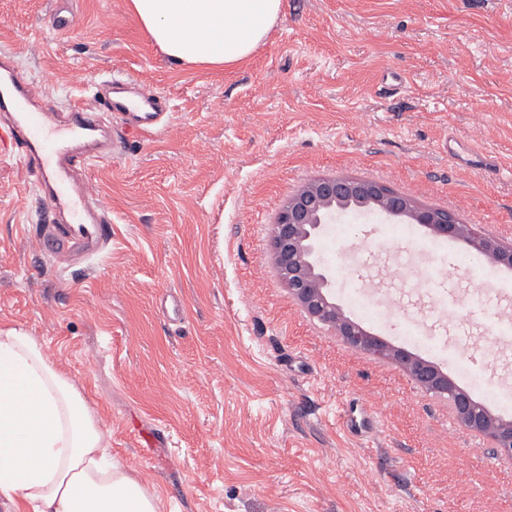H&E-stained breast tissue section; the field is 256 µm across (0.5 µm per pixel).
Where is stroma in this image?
I'll use <instances>...</instances> for the list:
<instances>
[{
    "mask_svg": "<svg viewBox=\"0 0 512 512\" xmlns=\"http://www.w3.org/2000/svg\"><path fill=\"white\" fill-rule=\"evenodd\" d=\"M282 2L266 43L223 67L173 64L128 0H0V51L35 104L95 105L121 71L167 95L173 127L113 122V152L82 172L112 220L88 259L38 253L60 218L0 154V326L86 389L165 512H512V462L310 318L269 255L282 205L333 175L512 244V0ZM427 238L337 214L318 242L336 303L512 420V340L491 345L484 326L512 315V272ZM353 399L379 420L371 437L342 429Z\"/></svg>",
    "mask_w": 512,
    "mask_h": 512,
    "instance_id": "obj_1",
    "label": "stroma"
}]
</instances>
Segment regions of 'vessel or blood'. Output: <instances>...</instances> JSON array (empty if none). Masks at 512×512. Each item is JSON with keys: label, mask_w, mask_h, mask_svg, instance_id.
I'll return each mask as SVG.
<instances>
[{"label": "vessel or blood", "mask_w": 512, "mask_h": 512, "mask_svg": "<svg viewBox=\"0 0 512 512\" xmlns=\"http://www.w3.org/2000/svg\"><path fill=\"white\" fill-rule=\"evenodd\" d=\"M128 82V76L121 73L105 79L108 100L99 112L81 104L70 105L64 112L33 109L29 106L30 83L12 60L0 57V110L15 115L11 124L0 127V144L21 146L25 167L40 174L48 185L51 206L71 217L57 233L40 240V249L49 255L79 241L100 242L112 237L108 207L88 182L73 179L76 169L90 166L103 154L105 143L98 134L106 129L109 117L121 116L129 130L144 135L170 127L164 93L147 89L139 99L127 101L121 91ZM346 425L351 433L362 435L370 432L373 422L366 409L353 405Z\"/></svg>", "instance_id": "b4317fda"}]
</instances>
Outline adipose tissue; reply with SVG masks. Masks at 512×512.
Returning <instances> with one entry per match:
<instances>
[{
	"mask_svg": "<svg viewBox=\"0 0 512 512\" xmlns=\"http://www.w3.org/2000/svg\"><path fill=\"white\" fill-rule=\"evenodd\" d=\"M282 0H130L175 64L251 56ZM0 505L6 512H162L156 491L112 456L85 391L24 328L0 327Z\"/></svg>",
	"mask_w": 512,
	"mask_h": 512,
	"instance_id": "obj_1",
	"label": "adipose tissue"
}]
</instances>
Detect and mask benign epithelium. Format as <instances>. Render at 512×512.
<instances>
[{"label": "benign epithelium", "mask_w": 512, "mask_h": 512, "mask_svg": "<svg viewBox=\"0 0 512 512\" xmlns=\"http://www.w3.org/2000/svg\"><path fill=\"white\" fill-rule=\"evenodd\" d=\"M375 211L391 221L419 224L440 239L460 241L489 263L512 270V246L476 234L451 213L423 207L389 187L348 176L317 178L282 207L270 233V256L288 294L313 319L331 328L350 349L386 359L405 370L427 391L448 399L456 417L490 438L497 452L512 460V422L489 414L446 373L406 349L392 346L345 316L333 300L332 280L316 243L323 224L348 209Z\"/></svg>", "instance_id": "7a95c632"}]
</instances>
